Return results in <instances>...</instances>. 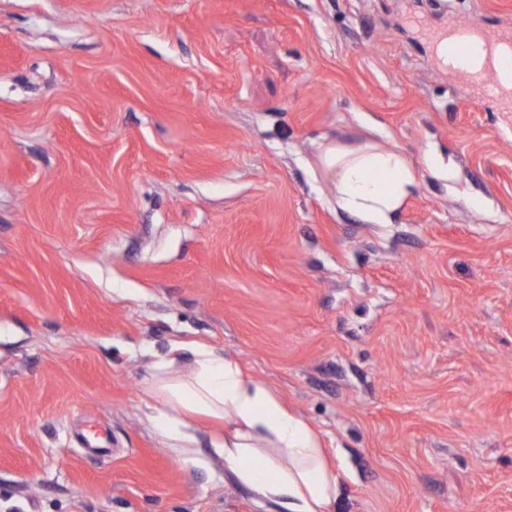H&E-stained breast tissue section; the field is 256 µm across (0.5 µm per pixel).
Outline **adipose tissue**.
Returning <instances> with one entry per match:
<instances>
[{
	"label": "adipose tissue",
	"mask_w": 512,
	"mask_h": 512,
	"mask_svg": "<svg viewBox=\"0 0 512 512\" xmlns=\"http://www.w3.org/2000/svg\"><path fill=\"white\" fill-rule=\"evenodd\" d=\"M323 160L336 176L338 208L370 224L392 223L416 186L401 152L373 144H331ZM186 357L190 372H175ZM146 387L157 401L148 419L173 453L183 454L198 442L188 416L222 422L224 431L209 438L210 451L256 497L283 512H335L340 478L318 436L232 358L202 345L173 343L154 363Z\"/></svg>",
	"instance_id": "1"
}]
</instances>
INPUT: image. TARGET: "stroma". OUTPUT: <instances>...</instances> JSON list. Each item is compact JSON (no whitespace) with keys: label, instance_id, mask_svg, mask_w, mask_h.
Listing matches in <instances>:
<instances>
[{"label":"stroma","instance_id":"obj_1","mask_svg":"<svg viewBox=\"0 0 512 512\" xmlns=\"http://www.w3.org/2000/svg\"><path fill=\"white\" fill-rule=\"evenodd\" d=\"M466 21L512 0H0V512H268L147 423L176 341L308 422L337 512H512V108L436 55ZM336 139L409 159L395 223L337 210ZM422 164L435 178L447 181L450 185L455 184L459 180L460 173L458 167L451 161L445 163L434 152L425 153L422 157Z\"/></svg>","mask_w":512,"mask_h":512}]
</instances>
